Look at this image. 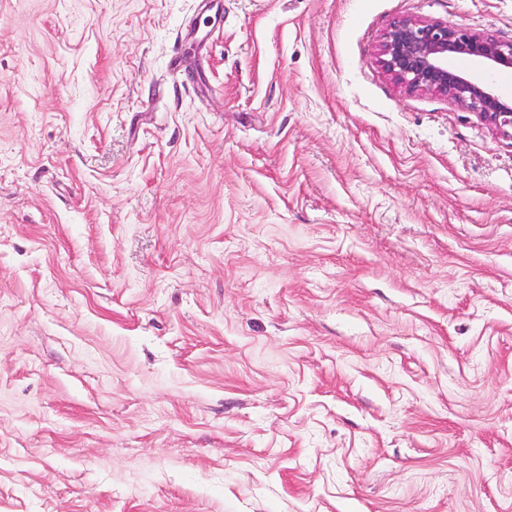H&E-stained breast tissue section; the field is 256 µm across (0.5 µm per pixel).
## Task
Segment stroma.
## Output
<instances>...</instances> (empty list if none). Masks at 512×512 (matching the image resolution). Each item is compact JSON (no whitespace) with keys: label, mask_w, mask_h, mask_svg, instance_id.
Returning a JSON list of instances; mask_svg holds the SVG:
<instances>
[{"label":"stroma","mask_w":512,"mask_h":512,"mask_svg":"<svg viewBox=\"0 0 512 512\" xmlns=\"http://www.w3.org/2000/svg\"><path fill=\"white\" fill-rule=\"evenodd\" d=\"M512 0H0V512H512V141L377 62Z\"/></svg>","instance_id":"stroma-1"}]
</instances>
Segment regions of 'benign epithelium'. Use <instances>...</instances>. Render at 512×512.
Listing matches in <instances>:
<instances>
[{"label":"benign epithelium","instance_id":"benign-epithelium-1","mask_svg":"<svg viewBox=\"0 0 512 512\" xmlns=\"http://www.w3.org/2000/svg\"><path fill=\"white\" fill-rule=\"evenodd\" d=\"M477 60L488 70L512 68V39L432 19L404 18L382 36L377 62L401 89L428 92L475 113L497 134L512 139V96L460 67Z\"/></svg>","mask_w":512,"mask_h":512}]
</instances>
